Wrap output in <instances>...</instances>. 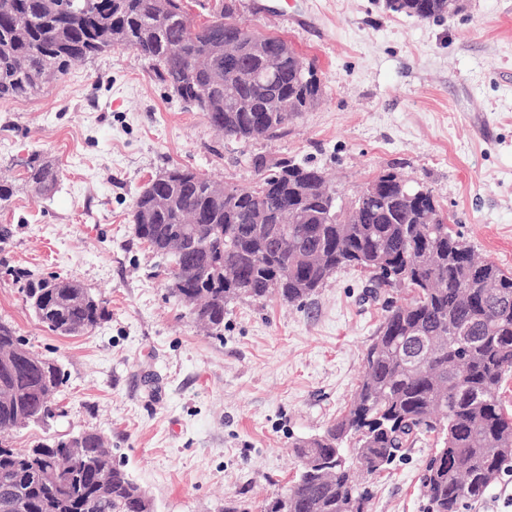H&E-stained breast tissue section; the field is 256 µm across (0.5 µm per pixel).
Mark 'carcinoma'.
Returning a JSON list of instances; mask_svg holds the SVG:
<instances>
[{"mask_svg":"<svg viewBox=\"0 0 512 512\" xmlns=\"http://www.w3.org/2000/svg\"><path fill=\"white\" fill-rule=\"evenodd\" d=\"M419 20L443 17L448 0H404L392 7ZM234 0L197 25L183 11V0H0V100L31 98L46 81L70 65L114 48L136 51L153 63L155 76L188 108L206 113L211 125L234 139L277 138L297 110L308 111L320 96L315 66H303L294 49L281 57L274 78L261 77L265 58L238 52ZM169 17L163 27L159 15ZM29 18L26 27L18 25ZM224 42L227 52L209 66L196 60ZM291 103L293 112H271L269 102ZM32 190L50 191L55 166L34 153L25 161ZM259 177L249 188H233L224 200L208 192L211 179L182 165L165 168L167 183L156 191L170 197L164 210L153 209V194L134 200L138 237L174 265L195 262L196 279L172 291L184 302L201 296L192 312L218 333L224 307L233 300H263L273 294L302 303L342 267L373 270L380 288L404 287L412 297L390 300L366 349L365 366L346 413L325 431L297 444L302 469L291 486L269 505V512H365L368 491L347 465L343 444L368 475L394 462L407 444L435 436L437 451L420 477L426 512H460L503 475L512 473V415L504 411L500 390L512 371V272L477 260L436 210L433 196L408 202L398 193V174L376 177L381 201L363 208L360 223L348 224L349 208L329 204L335 191L321 169L293 160L257 164ZM266 220L254 219L256 207ZM301 209L289 221L284 210ZM436 223L426 224L427 214ZM203 229L207 250L172 252L176 232ZM322 251L321 266L306 258ZM25 280V302L42 300L39 320L59 336H80L106 313V301L80 284L57 275ZM470 331L460 344L456 329ZM24 353L15 330L0 322V351ZM65 371L54 360L42 368L20 363L0 366V386L14 392L0 401V512H140L141 488L114 461L112 449L93 431L83 434V458L65 451L66 441L39 443L18 451L2 432L45 424L55 417V390ZM51 462L78 482L45 484L40 470ZM112 487L108 501L98 496L97 476Z\"/></svg>","mask_w":512,"mask_h":512,"instance_id":"1","label":"carcinoma"}]
</instances>
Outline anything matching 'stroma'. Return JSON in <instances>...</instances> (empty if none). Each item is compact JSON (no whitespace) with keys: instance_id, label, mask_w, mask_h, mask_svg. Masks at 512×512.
<instances>
[{"instance_id":"obj_1","label":"stroma","mask_w":512,"mask_h":512,"mask_svg":"<svg viewBox=\"0 0 512 512\" xmlns=\"http://www.w3.org/2000/svg\"><path fill=\"white\" fill-rule=\"evenodd\" d=\"M235 4V22L281 35L318 71V103L277 138H225L126 48L75 63L36 97L0 100V181L16 187L0 206V322L68 375L49 425L6 439L22 450L97 432L157 512H224L231 500L264 512L298 472L296 444L347 410L384 311L346 269L302 305L233 302L208 334L134 230V199L156 172L180 164L246 188L257 160H306L343 206L395 172L431 191L479 257L512 271V0H463L429 21L386 0ZM35 151L59 170L45 195L24 184ZM5 266L73 280L107 314L84 335H56ZM431 451L414 444L365 478L369 512H423Z\"/></svg>"}]
</instances>
